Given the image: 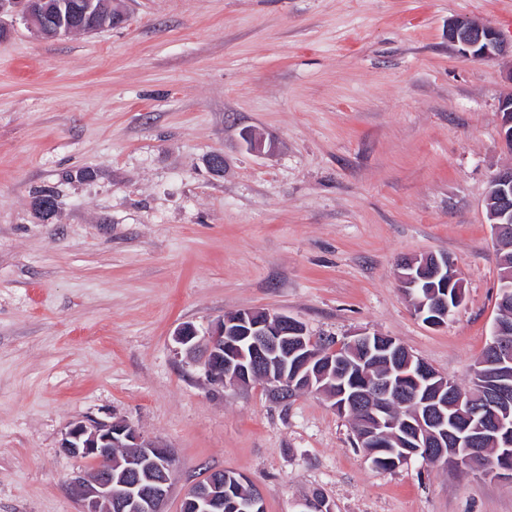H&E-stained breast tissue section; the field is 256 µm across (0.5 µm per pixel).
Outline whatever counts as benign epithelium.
<instances>
[{"instance_id":"obj_1","label":"benign epithelium","mask_w":512,"mask_h":512,"mask_svg":"<svg viewBox=\"0 0 512 512\" xmlns=\"http://www.w3.org/2000/svg\"><path fill=\"white\" fill-rule=\"evenodd\" d=\"M112 0H0V15L19 10L26 23L41 37L55 39L77 30L89 33L98 29L100 11ZM448 41L476 60L512 58V43H506L491 27L471 23L462 17L448 22ZM501 140L506 151L512 153V97L503 99ZM486 199L487 216L492 224L497 247L512 239V166L491 174ZM398 274L400 286L415 287L419 281H440L441 288L456 289V304L464 298L463 284L456 264L446 254L414 255L405 258ZM416 313L429 316L426 323L440 327L448 320L450 308L443 296H436L430 310L419 306ZM246 334L253 338L254 360L243 365L234 337ZM176 351L201 360L207 384L247 386L252 374L261 372L263 381L277 398L316 391L327 393L326 379L336 380V361L323 359L313 350L314 339L307 335L301 322L284 313L263 309H245L226 314L199 335L191 323L179 326L173 335ZM359 349L362 361L375 365L380 361L390 365L405 352L402 344L390 336L362 333L328 350L336 354L341 348ZM512 363V323L498 316L486 347V356L473 368L472 375L483 378L486 367ZM395 371H388L373 380L365 390L356 393L348 402L337 403L340 414L350 411L354 417H371L375 421V437L398 435L404 427L385 414L383 398L392 388ZM439 377L425 362H420L416 373L406 374L409 385L397 394L408 399L417 408V422L407 430L411 458L419 453L437 463L450 456H463L474 468L486 462L480 444L484 437L505 434L508 426L505 408L512 404V383L500 380L478 394L460 390L444 378L431 386L429 381ZM454 407L469 410L464 423L448 420V400ZM115 448H130L132 452L119 458ZM62 451L74 458L91 461V472L74 473L69 485L78 498L79 512H167L166 505L172 486L174 452L162 443L146 438L132 423L117 419L105 421L78 417L71 420L63 434ZM122 467L120 490H112V469ZM224 496V480L208 476L193 484L181 499L180 512H212L213 504Z\"/></svg>"}]
</instances>
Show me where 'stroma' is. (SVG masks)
Masks as SVG:
<instances>
[{
  "instance_id": "obj_1",
  "label": "stroma",
  "mask_w": 512,
  "mask_h": 512,
  "mask_svg": "<svg viewBox=\"0 0 512 512\" xmlns=\"http://www.w3.org/2000/svg\"><path fill=\"white\" fill-rule=\"evenodd\" d=\"M121 6L123 25L91 34L46 40L17 19L0 37V512H78L60 444L80 416L172 448L167 512L213 469L259 487L266 512L318 496L330 512H512V480L378 468L324 395L209 388L173 342L265 309L315 339L394 337L468 384L498 312L485 195L512 165V60L459 54L448 22L510 42L512 0ZM427 253L464 281L440 327L397 280Z\"/></svg>"
}]
</instances>
